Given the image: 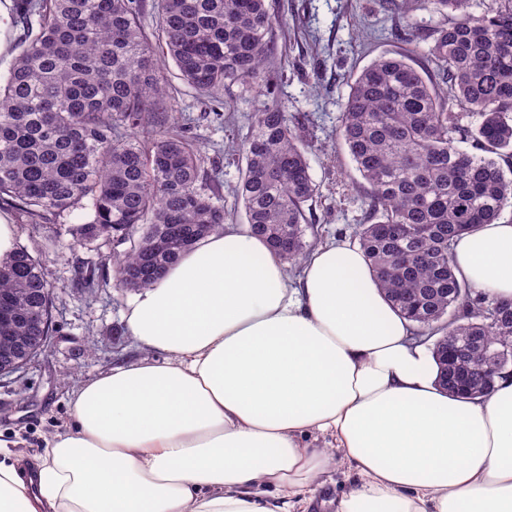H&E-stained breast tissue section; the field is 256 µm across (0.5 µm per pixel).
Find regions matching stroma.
I'll list each match as a JSON object with an SVG mask.
<instances>
[{
	"instance_id": "obj_1",
	"label": "stroma",
	"mask_w": 512,
	"mask_h": 512,
	"mask_svg": "<svg viewBox=\"0 0 512 512\" xmlns=\"http://www.w3.org/2000/svg\"><path fill=\"white\" fill-rule=\"evenodd\" d=\"M281 2L288 10L270 35L274 48L270 66L287 64L288 81L277 94L289 113L306 119L310 173L319 187L313 213L321 239L350 240L366 206L362 179L336 137L348 92L346 80L376 57L406 49V42L398 37L402 11L392 0ZM159 75L174 92L189 137L207 158L219 159L221 202L231 224L244 226L243 208L231 189L245 162L229 154L228 147L241 135L246 116L262 108L265 95L249 84L236 83L224 87L215 107L182 83L172 60L161 62ZM83 217L79 209L51 217L37 235L28 225L17 227V244L38 248L53 286L55 311L47 351L21 371L0 379V440L8 442L12 454L40 452L67 421L70 402L81 386L143 355L124 324V314L137 292L112 285L113 256L131 244L100 241L71 246L66 229L82 223ZM87 264L95 266L104 282L91 293L78 286L79 272Z\"/></svg>"
}]
</instances>
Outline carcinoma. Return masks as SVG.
I'll list each match as a JSON object with an SVG mask.
<instances>
[{
	"mask_svg": "<svg viewBox=\"0 0 512 512\" xmlns=\"http://www.w3.org/2000/svg\"><path fill=\"white\" fill-rule=\"evenodd\" d=\"M452 14L412 50L381 55L347 82L336 135L363 180L367 209L355 232L385 297L415 326L448 388L487 392L490 358L512 363V310L457 277L453 243L512 208V0L476 14L471 0H406ZM155 35L142 23L147 10ZM269 0H14L21 51L0 81V201L39 226L47 216L89 209L67 230L72 241L134 245L114 257L115 282L148 288L185 247L229 219L212 174L176 121L158 54L179 78L213 96L254 83L271 102L248 118L237 143L245 159L233 194L247 227L294 268L318 227L306 214L319 194L305 127L278 100L285 70L271 76ZM430 62L428 70L423 62ZM468 144L472 150L462 148ZM42 260L24 246L0 258V301L12 321L0 330V362L35 335L30 315L53 319ZM470 345L461 360L448 345Z\"/></svg>",
	"mask_w": 512,
	"mask_h": 512,
	"instance_id": "1",
	"label": "carcinoma"
}]
</instances>
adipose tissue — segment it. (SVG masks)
<instances>
[{
    "mask_svg": "<svg viewBox=\"0 0 512 512\" xmlns=\"http://www.w3.org/2000/svg\"><path fill=\"white\" fill-rule=\"evenodd\" d=\"M458 277L512 298V223L454 244ZM144 356L82 386L32 462L0 458V512H305L338 462L336 512H512V378L467 399L436 383L361 248L292 278L227 226L124 314Z\"/></svg>",
    "mask_w": 512,
    "mask_h": 512,
    "instance_id": "ef3b65f1",
    "label": "adipose tissue"
}]
</instances>
